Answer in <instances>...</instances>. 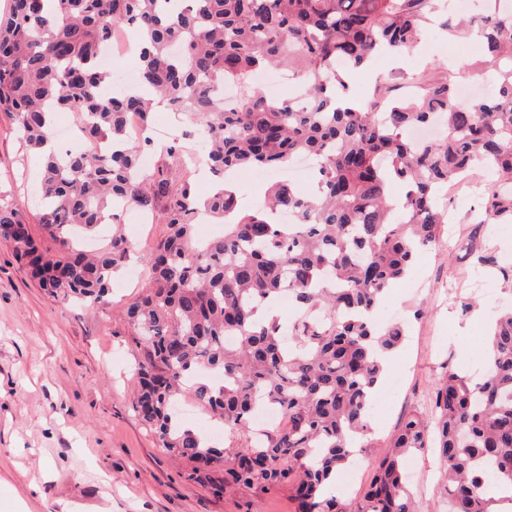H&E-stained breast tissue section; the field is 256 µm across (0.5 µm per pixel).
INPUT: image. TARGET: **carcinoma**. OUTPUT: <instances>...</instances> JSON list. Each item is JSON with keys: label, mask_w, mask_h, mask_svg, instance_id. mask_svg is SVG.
I'll use <instances>...</instances> for the list:
<instances>
[{"label": "carcinoma", "mask_w": 512, "mask_h": 512, "mask_svg": "<svg viewBox=\"0 0 512 512\" xmlns=\"http://www.w3.org/2000/svg\"><path fill=\"white\" fill-rule=\"evenodd\" d=\"M497 2L477 22L446 0H9L0 12V112L41 159L39 224L55 250L42 249L26 212L2 198L0 239L53 299L100 302L134 247L115 231L89 254L72 229L119 224L126 209L167 225L142 256L151 280L126 315L141 353L136 411L166 451L189 462L188 478L218 494L231 482L261 492L287 486L298 512H415L404 458L431 448L451 512H496L490 470L512 489L507 308L491 328L482 380L448 369L429 410L402 423L365 493L350 501L331 493L351 462L352 437L372 447L375 385L407 336L405 323L381 327L373 314L437 243L450 207L442 191L486 170L494 181L481 209L512 223V11ZM118 25L134 33L139 85L107 97L99 57ZM431 25L451 38L479 37L483 53L469 66L495 73L492 98L463 104L450 76L424 71L411 98L382 83L369 101L348 100L346 69L410 51ZM278 67L298 79V95L271 98L255 83ZM214 81L238 86V102L225 106ZM159 102L200 135L215 175L282 168L306 154L315 193L274 183L249 212L222 182L200 197L183 142L160 146L151 136ZM60 111L76 115L84 142L64 155L46 151ZM129 113L141 120L136 142L126 136ZM437 117L440 138L408 137ZM146 152L161 161L140 168ZM200 210L224 224L223 235L195 238ZM280 212L296 222L279 223ZM285 293L302 314L288 347L277 317L266 315ZM204 369L223 373L224 385L195 380ZM178 395L230 431L249 429L266 403L283 419L250 448H220L182 426Z\"/></svg>", "instance_id": "1"}]
</instances>
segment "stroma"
Returning a JSON list of instances; mask_svg holds the SVG:
<instances>
[{
  "label": "stroma",
  "instance_id": "1",
  "mask_svg": "<svg viewBox=\"0 0 512 512\" xmlns=\"http://www.w3.org/2000/svg\"><path fill=\"white\" fill-rule=\"evenodd\" d=\"M456 45L431 31L414 56L376 58L352 86L366 97L377 79L424 68L463 80L466 60L482 49L472 44L462 56ZM36 183L34 159L26 156L14 121L0 112V197L35 217ZM477 212V197L456 198L453 232H442L439 244L423 251L412 268L426 279L427 293L416 295L405 281L385 300L409 323L410 335L390 365L406 369L405 386L397 397L383 389L386 419L372 425L373 446L356 482L339 481L343 498L362 495L401 421L427 407L444 365L474 373L490 324L512 304V285L500 274L512 266V224L475 225ZM474 237L496 265L479 268L478 253L470 250ZM147 284L144 277L129 282L119 275L104 302L56 301L29 277L12 246L0 241V512H61L66 504L94 512L107 497L111 512H295L284 487L259 492L231 485L217 495L189 480L188 462L164 451L134 411L137 346L124 311ZM181 421L228 448L253 442L252 433L226 430L188 397ZM412 459L425 479L418 512H442L435 460L426 452Z\"/></svg>",
  "mask_w": 512,
  "mask_h": 512
}]
</instances>
